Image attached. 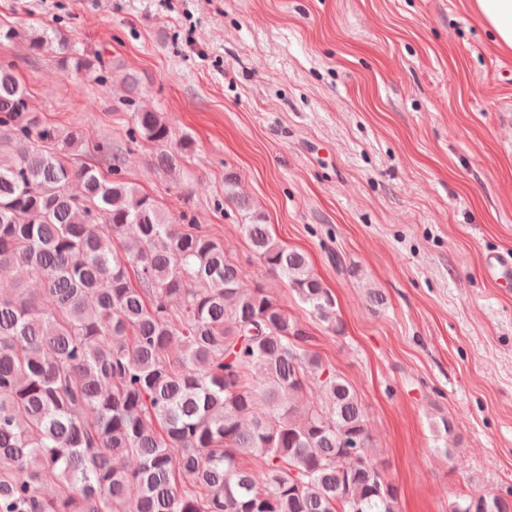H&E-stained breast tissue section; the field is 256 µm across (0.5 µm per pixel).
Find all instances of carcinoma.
Here are the masks:
<instances>
[{
  "label": "carcinoma",
  "mask_w": 512,
  "mask_h": 512,
  "mask_svg": "<svg viewBox=\"0 0 512 512\" xmlns=\"http://www.w3.org/2000/svg\"><path fill=\"white\" fill-rule=\"evenodd\" d=\"M29 49L92 72L55 29L33 32ZM126 138L153 144L168 173L192 146L169 150L152 111L133 113ZM80 146L33 115L0 63V274L21 266L43 285L0 293V512H399L398 489L367 456L357 392L288 309L241 288L224 243L187 214L173 222L111 145L99 146L110 179L73 161ZM236 180L225 174V201L246 213L253 252L341 333L332 292ZM311 378L324 401L300 410ZM126 456L138 465H116ZM453 512H512V496L463 498Z\"/></svg>",
  "instance_id": "carcinoma-1"
}]
</instances>
